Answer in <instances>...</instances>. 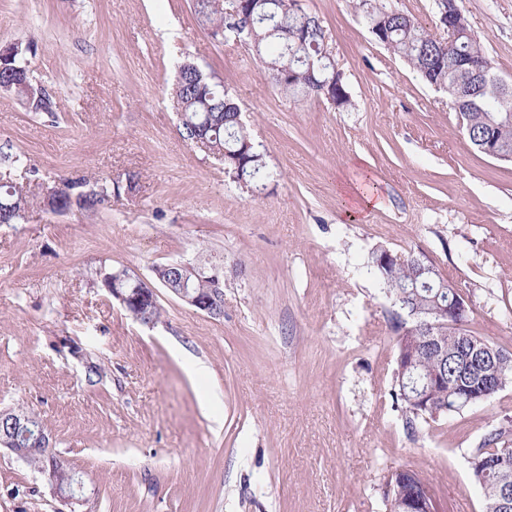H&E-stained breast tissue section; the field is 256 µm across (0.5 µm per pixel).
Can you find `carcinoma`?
<instances>
[{
    "label": "carcinoma",
    "mask_w": 512,
    "mask_h": 512,
    "mask_svg": "<svg viewBox=\"0 0 512 512\" xmlns=\"http://www.w3.org/2000/svg\"><path fill=\"white\" fill-rule=\"evenodd\" d=\"M228 0H194V12L199 22L210 33L224 41L248 35L237 32L227 14ZM358 8L366 24L376 18L387 17L389 30L386 48L400 56L418 73L427 84L452 93L458 84L466 83V75L455 67L460 60H466L477 68L492 67L482 44L467 33L471 27L463 13H458L456 23L461 36L452 43L436 38L421 26L408 24L406 15L379 3V0H359ZM263 11L274 14L272 21L258 22L251 43L256 45V54L264 60L265 69L272 85L288 95L306 98L322 96L319 87L313 85L305 65L300 58H315L319 54L325 32L322 25H316L306 15H284L275 0H268ZM307 27L303 43L285 38L284 32H294ZM291 69L294 76L283 82L278 81L277 72ZM173 106L179 115L182 137L193 140L200 128L206 129L211 144L220 152L234 156L241 146L251 141L241 116L239 105L224 89V84L208 78L202 80L185 64L178 66L175 82L171 88ZM495 89L489 87L473 97V104L462 113L464 124L469 127L466 136L473 146L492 134L497 148L512 154V119L496 115ZM249 186L262 183L275 176V172L263 165L264 159H256L260 152L253 151ZM86 185L85 180L66 181L60 192L59 208L69 209L72 204L81 208L95 209L105 204L96 195L74 189ZM383 250L373 251L367 259V270L384 286L386 296L398 308L395 313L396 336V386L394 402L406 416L408 423L417 419L436 420L458 413L468 407L461 392L474 386H481L488 401L512 385V353L470 333L465 326L437 327L432 336L413 325L406 326L401 314L431 316L448 299L461 297L458 289L446 279L429 260L411 252L402 253L398 260L388 264L378 263ZM483 346L482 354L492 357L495 363L486 366L482 362L465 363L466 348L472 341ZM512 441L509 429L501 427L491 431L480 443L469 461L471 474L481 486L485 497V512H504L503 487L512 484V452L506 455L503 466L480 468L475 460L485 459L502 452V445ZM430 490L419 475L399 481L386 495L387 502L400 497L414 500L429 494Z\"/></svg>",
    "instance_id": "carcinoma-1"
}]
</instances>
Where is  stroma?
I'll return each mask as SVG.
<instances>
[{
    "label": "stroma",
    "instance_id": "stroma-1",
    "mask_svg": "<svg viewBox=\"0 0 512 512\" xmlns=\"http://www.w3.org/2000/svg\"><path fill=\"white\" fill-rule=\"evenodd\" d=\"M460 5L512 76V0ZM302 6L349 108L281 94L193 0H0V46L26 47L52 101L0 95V182L32 200L0 224V412L36 415L85 485L65 504L0 447V512H385L400 469L439 512H484L469 458L512 425V388L408 430L391 398L393 307L364 263L378 248L426 257L467 299L468 330L512 351V162L469 144L447 93L376 42L352 0ZM187 57L277 172L261 194L181 136L167 88ZM132 173L134 193L98 211L44 204L62 181ZM360 177L386 204L342 221ZM202 254L224 264L220 318L160 287L163 315L144 325L103 285Z\"/></svg>",
    "mask_w": 512,
    "mask_h": 512
}]
</instances>
